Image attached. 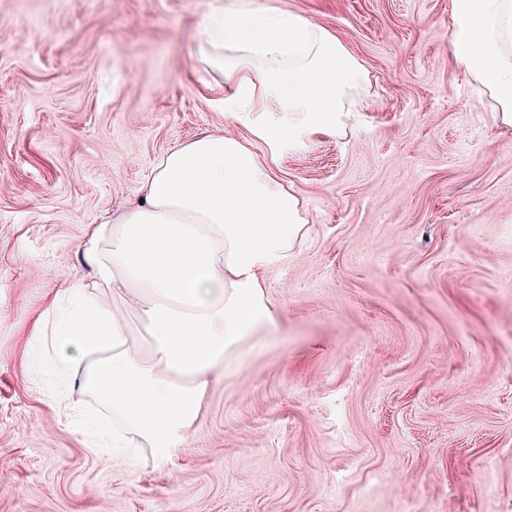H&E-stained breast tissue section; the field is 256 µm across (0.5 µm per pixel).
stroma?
<instances>
[{"label": "stroma", "instance_id": "1", "mask_svg": "<svg viewBox=\"0 0 512 512\" xmlns=\"http://www.w3.org/2000/svg\"><path fill=\"white\" fill-rule=\"evenodd\" d=\"M219 0H0V512H512V128L452 0H272L361 65L355 121L284 153L307 236L196 436L88 451L21 350L89 225L162 154L244 130L201 68Z\"/></svg>", "mask_w": 512, "mask_h": 512}]
</instances>
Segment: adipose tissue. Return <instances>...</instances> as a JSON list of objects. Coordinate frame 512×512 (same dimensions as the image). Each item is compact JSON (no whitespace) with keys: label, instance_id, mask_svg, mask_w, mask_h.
<instances>
[{"label":"adipose tissue","instance_id":"obj_1","mask_svg":"<svg viewBox=\"0 0 512 512\" xmlns=\"http://www.w3.org/2000/svg\"><path fill=\"white\" fill-rule=\"evenodd\" d=\"M452 24L454 61L512 127V0H454ZM201 29L199 62L244 136L203 135L161 156L141 203L90 228L87 276L59 283L23 355L27 367L49 357L72 390L106 403L108 421L67 395L55 407L121 465L142 448L162 461L185 447L214 378L276 322L266 283L307 220L274 162L348 129L363 82L336 36L299 13L240 0Z\"/></svg>","mask_w":512,"mask_h":512}]
</instances>
